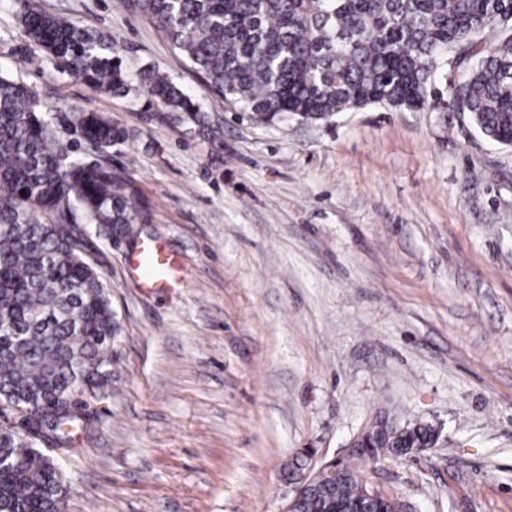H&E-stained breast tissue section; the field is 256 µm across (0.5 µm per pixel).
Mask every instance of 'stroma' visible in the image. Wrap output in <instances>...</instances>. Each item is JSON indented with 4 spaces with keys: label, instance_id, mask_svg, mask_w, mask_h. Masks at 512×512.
Returning a JSON list of instances; mask_svg holds the SVG:
<instances>
[{
    "label": "stroma",
    "instance_id": "1",
    "mask_svg": "<svg viewBox=\"0 0 512 512\" xmlns=\"http://www.w3.org/2000/svg\"><path fill=\"white\" fill-rule=\"evenodd\" d=\"M32 7L106 35L128 74L168 72L207 135L143 91L28 66ZM0 65L45 111L126 130L108 158L150 218L93 240L121 331L61 457L66 512H281L295 457L342 455L383 416L441 429L364 468L406 512H512V147L443 108L258 121L123 0H0ZM140 240L184 283L139 287Z\"/></svg>",
    "mask_w": 512,
    "mask_h": 512
}]
</instances>
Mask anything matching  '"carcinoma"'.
I'll use <instances>...</instances> for the list:
<instances>
[{
	"label": "carcinoma",
	"mask_w": 512,
	"mask_h": 512,
	"mask_svg": "<svg viewBox=\"0 0 512 512\" xmlns=\"http://www.w3.org/2000/svg\"><path fill=\"white\" fill-rule=\"evenodd\" d=\"M149 19L232 106L271 122L327 121L374 105L420 110L436 94L488 141L512 147V0H125ZM24 35L60 70L95 91L143 89L198 120L193 98L147 66L131 79L101 33L31 9ZM479 62L448 78L449 59ZM72 141L64 147L58 124ZM126 140L93 113L52 116L30 87L0 68V411L27 408L22 429L54 448L87 423L83 392L110 377L120 324L108 287L70 231L96 226L110 239L148 219L131 183L97 157ZM399 427L385 421L371 451L393 454ZM365 456L344 477L302 495L296 512H331L360 494ZM58 456L0 428V512H63Z\"/></svg>",
	"instance_id": "obj_1"
}]
</instances>
